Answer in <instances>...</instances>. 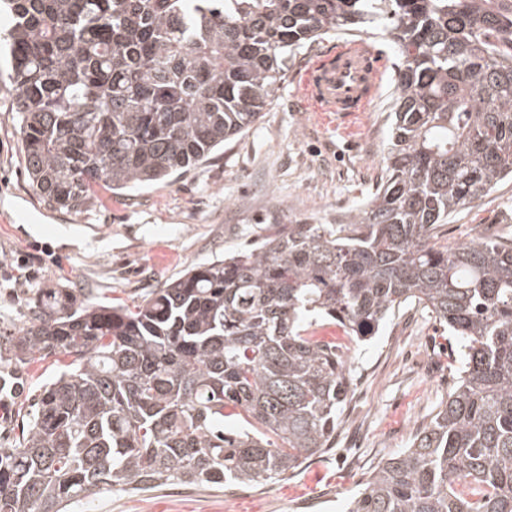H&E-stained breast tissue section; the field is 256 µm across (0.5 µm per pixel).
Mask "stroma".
Segmentation results:
<instances>
[{"instance_id": "obj_1", "label": "stroma", "mask_w": 512, "mask_h": 512, "mask_svg": "<svg viewBox=\"0 0 512 512\" xmlns=\"http://www.w3.org/2000/svg\"><path fill=\"white\" fill-rule=\"evenodd\" d=\"M328 34L288 58L262 118L196 169L123 196L101 194L90 210H57L25 171L14 88L0 79V336L16 335L29 302L53 288L76 302L132 303L190 265L248 247L305 212L341 221L383 177L386 116L397 93V50L373 37L386 71L367 111H316L303 90L308 68L344 43ZM449 245L480 234L512 241V180L499 184L440 229ZM458 350L429 315L406 306L348 353L349 391L336 446L295 473L224 489L168 485L132 495L104 492L73 512H344L382 461L409 448L457 381ZM57 367L23 368L0 351V446L12 447L31 401Z\"/></svg>"}]
</instances>
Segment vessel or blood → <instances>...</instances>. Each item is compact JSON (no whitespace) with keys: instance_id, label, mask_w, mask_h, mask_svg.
I'll return each mask as SVG.
<instances>
[{"instance_id":"b4317fda","label":"vessel or blood","mask_w":512,"mask_h":512,"mask_svg":"<svg viewBox=\"0 0 512 512\" xmlns=\"http://www.w3.org/2000/svg\"><path fill=\"white\" fill-rule=\"evenodd\" d=\"M382 62L375 47L356 40L336 47L307 73L306 89L320 111H366L375 96Z\"/></svg>"}]
</instances>
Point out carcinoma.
<instances>
[{
  "mask_svg": "<svg viewBox=\"0 0 512 512\" xmlns=\"http://www.w3.org/2000/svg\"><path fill=\"white\" fill-rule=\"evenodd\" d=\"M32 188L70 213L167 182L262 117L288 54L384 35L399 62L390 150L339 224H280L132 305L28 309L12 360L63 357L19 443L0 512H70L118 488L283 477L333 447L345 352L404 305L459 340L462 370L409 448L346 512H512V242L439 227L512 179V0H0Z\"/></svg>",
  "mask_w": 512,
  "mask_h": 512,
  "instance_id": "1",
  "label": "carcinoma"
}]
</instances>
